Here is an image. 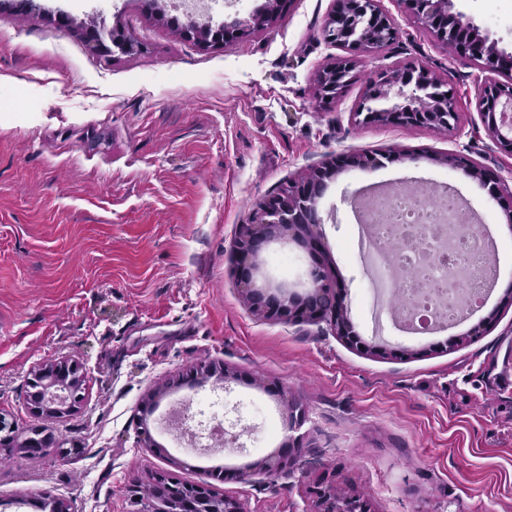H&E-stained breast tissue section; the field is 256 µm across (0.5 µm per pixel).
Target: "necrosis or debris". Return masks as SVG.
Wrapping results in <instances>:
<instances>
[{
  "label": "necrosis or debris",
  "instance_id": "4bbe7bcc",
  "mask_svg": "<svg viewBox=\"0 0 512 512\" xmlns=\"http://www.w3.org/2000/svg\"><path fill=\"white\" fill-rule=\"evenodd\" d=\"M358 256L374 318L398 335L435 336L470 320L489 293L500 246L474 221L452 181L425 191L360 189L353 207ZM190 447L224 443V406L211 398L174 415Z\"/></svg>",
  "mask_w": 512,
  "mask_h": 512
}]
</instances>
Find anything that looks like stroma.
<instances>
[{"mask_svg": "<svg viewBox=\"0 0 512 512\" xmlns=\"http://www.w3.org/2000/svg\"><path fill=\"white\" fill-rule=\"evenodd\" d=\"M499 0H454L512 50ZM398 40L364 57L362 79L330 107L315 93L343 51L322 37L335 0H292L267 28L230 46L178 37L174 10L151 0H0V412L20 437L45 427L66 451L0 460V512H31L51 495L71 512H137L128 486L174 473L199 484L209 469H243L259 453L199 454L140 440V404L169 384L157 408L219 392L258 402L282 422L280 384L306 411L301 465L275 479L216 481L244 512H316L311 486L335 473L372 512H512V300L496 289L482 310L491 326L401 342L399 359L360 352L326 323L263 319L242 302L234 240L259 205L341 151L383 155L375 168L343 169L320 201L330 280L347 291V316L371 338L366 278L350 241L349 197L397 178L436 181L441 158L462 151L512 187V153L489 137L476 109L480 65L438 42L399 0H381ZM131 31L130 53L90 51L82 24ZM425 64L451 85L454 131L363 123L364 79ZM302 278L297 243L261 255L280 282V255ZM61 357L88 373L85 400L63 419L33 418L30 372ZM247 375L220 391L172 380L196 363Z\"/></svg>", "mask_w": 512, "mask_h": 512, "instance_id": "stroma-1", "label": "stroma"}]
</instances>
